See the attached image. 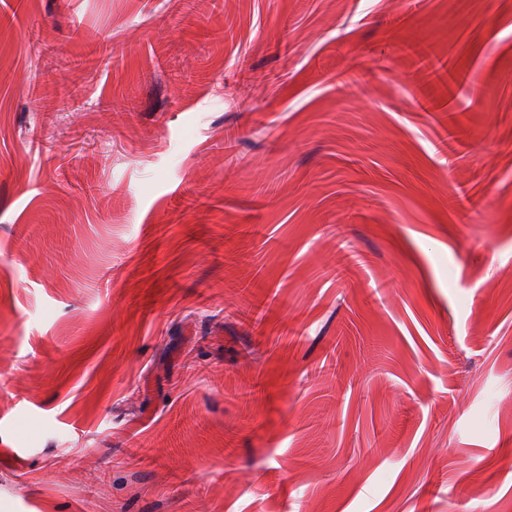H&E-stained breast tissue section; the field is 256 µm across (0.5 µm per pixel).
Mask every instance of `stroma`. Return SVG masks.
<instances>
[{
    "label": "stroma",
    "mask_w": 512,
    "mask_h": 512,
    "mask_svg": "<svg viewBox=\"0 0 512 512\" xmlns=\"http://www.w3.org/2000/svg\"><path fill=\"white\" fill-rule=\"evenodd\" d=\"M511 507L512 0H8L0 512Z\"/></svg>",
    "instance_id": "obj_1"
}]
</instances>
